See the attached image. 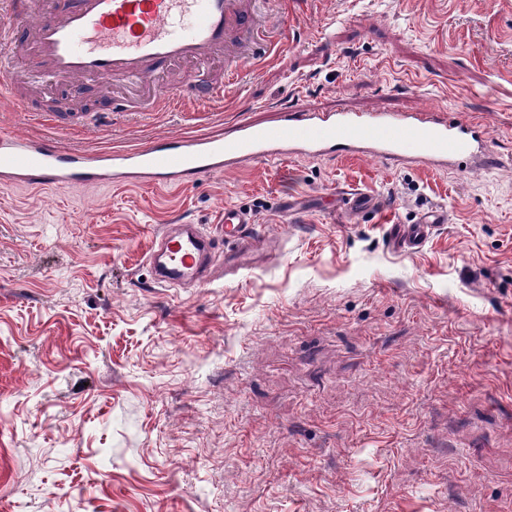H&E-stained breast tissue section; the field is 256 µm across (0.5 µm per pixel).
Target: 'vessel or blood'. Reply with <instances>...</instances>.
I'll use <instances>...</instances> for the list:
<instances>
[{"label":"vessel or blood","instance_id":"vessel-or-blood-1","mask_svg":"<svg viewBox=\"0 0 512 512\" xmlns=\"http://www.w3.org/2000/svg\"><path fill=\"white\" fill-rule=\"evenodd\" d=\"M276 0H58L42 13L37 0H0V94L23 111L30 102L15 89L10 62L18 46L37 60L36 75L47 82L80 87L119 76L147 89L148 111H167L175 102L207 105L239 77L238 64L259 53L278 51L285 30L274 19ZM233 56L237 66L223 81L207 68L216 55ZM196 67L190 92L159 87L172 64ZM271 126L237 125L231 139L185 136L157 138L144 148L86 152L49 137L0 134V182L66 188L77 184L148 183L182 185L188 177L232 172L249 162L342 156L368 157L435 170L503 166L483 127L436 108L414 112H317L285 106ZM441 210L424 213L414 224H395L389 243L398 250L423 247ZM224 243L239 260L256 251L250 214L224 209ZM215 238L197 224H176L155 239L149 262L164 286H192L207 277Z\"/></svg>","mask_w":512,"mask_h":512}]
</instances>
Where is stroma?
I'll return each mask as SVG.
<instances>
[{
	"label": "stroma",
	"instance_id": "obj_1",
	"mask_svg": "<svg viewBox=\"0 0 512 512\" xmlns=\"http://www.w3.org/2000/svg\"><path fill=\"white\" fill-rule=\"evenodd\" d=\"M217 102L112 112L11 63L0 129L90 152L231 138L274 105L442 108L512 156V0H289ZM84 115L73 132L47 111ZM383 199L352 214L340 193ZM250 212L275 247L157 284L166 224ZM447 212L416 252L390 225ZM0 512H512V167L248 163L185 186L0 184Z\"/></svg>",
	"mask_w": 512,
	"mask_h": 512
}]
</instances>
